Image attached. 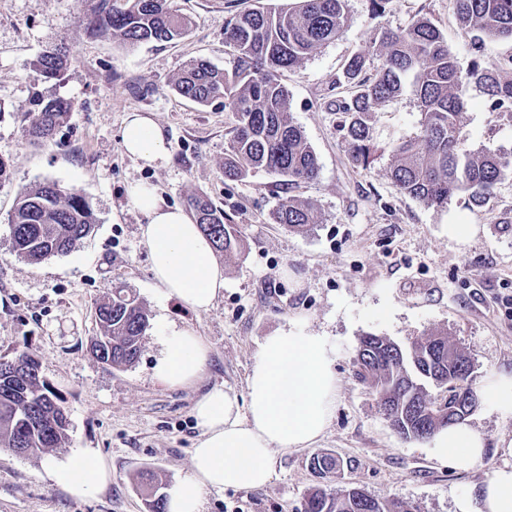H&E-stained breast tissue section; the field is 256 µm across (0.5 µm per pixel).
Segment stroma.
Segmentation results:
<instances>
[{
    "instance_id": "stroma-1",
    "label": "stroma",
    "mask_w": 512,
    "mask_h": 512,
    "mask_svg": "<svg viewBox=\"0 0 512 512\" xmlns=\"http://www.w3.org/2000/svg\"><path fill=\"white\" fill-rule=\"evenodd\" d=\"M291 0H174L192 21L170 42L129 45L86 29L85 0H0V354L18 348L40 365V379L64 399L69 412L66 444L47 454L17 455L0 448V512H146L134 480L143 471L163 484L189 475L200 429L192 415L198 396L221 386L244 395L259 347L277 330L300 325L325 337L338 376L336 406L324 435L312 446L277 452L271 480L256 489L211 491L207 512H302L308 490L319 484L310 459L338 457L335 488L358 486L384 500L416 503L420 512H461L506 460L497 452L512 438V413L480 400L467 421L487 440L483 459L459 471L439 462L427 441L402 438L384 418L375 396L360 382L353 361L362 335L406 345L431 331L472 358L473 382L490 372H512V178L488 205L466 195L427 207L400 194L385 176L389 155L370 168L353 167L329 104L332 86L356 53L365 74L380 64L371 50L377 29L396 30L424 17L448 40L460 69L476 57L470 34L458 26L452 0H393L384 14L369 0H348L339 37L298 68L280 74L291 114L314 150L319 175L294 186L312 202L321 222L304 234L271 223L282 188L259 171L240 181L224 177L230 115L222 102L198 104L178 94L174 81L184 64L205 59L228 70L224 25L236 12ZM68 51L62 79L47 80L31 67L39 55ZM74 104L51 144L24 135L34 95ZM130 112L155 116L171 142L165 167L139 165L121 145ZM411 90L382 105L373 125L382 147L419 131ZM462 133L470 148L512 147V122L495 119L479 89L469 91ZM51 180L79 190L97 218L91 235L71 252L32 265L12 250L8 222L20 191ZM155 186L168 204L186 207L204 195L234 225L242 250L224 260V293L205 313L165 298L140 236L144 216L128 188ZM466 224L465 238L453 225ZM135 292L149 327L138 361L115 370L96 361L90 339L95 309L113 291ZM190 328L210 355L202 380L172 388L154 376L170 329ZM94 454L110 478L83 498L51 481L47 467Z\"/></svg>"
}]
</instances>
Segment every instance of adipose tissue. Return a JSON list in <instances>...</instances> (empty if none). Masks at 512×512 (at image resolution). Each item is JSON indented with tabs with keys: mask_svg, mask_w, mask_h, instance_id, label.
I'll list each match as a JSON object with an SVG mask.
<instances>
[{
	"mask_svg": "<svg viewBox=\"0 0 512 512\" xmlns=\"http://www.w3.org/2000/svg\"><path fill=\"white\" fill-rule=\"evenodd\" d=\"M125 152L140 165L164 167L170 143L151 115L128 113L121 130ZM130 202L146 218L140 232L152 259V273L165 296L190 309L208 311L224 288V268L211 241L181 208L167 204L151 186L137 182ZM209 349L192 331L171 332L155 367L160 382L190 386L203 375ZM334 360L325 337L282 329L264 339L251 366L245 397L219 386L193 407L201 435L192 450L190 474L169 487L167 512H206L208 491L256 489L271 478L274 453L305 448L328 427L336 402ZM435 457L467 471L486 451V437L459 422L436 432ZM54 482L75 496L89 495L107 482L97 459L85 456L49 467ZM477 512H512V469L484 483Z\"/></svg>",
	"mask_w": 512,
	"mask_h": 512,
	"instance_id": "obj_1",
	"label": "adipose tissue"
}]
</instances>
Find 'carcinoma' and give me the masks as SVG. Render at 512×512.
<instances>
[{
    "mask_svg": "<svg viewBox=\"0 0 512 512\" xmlns=\"http://www.w3.org/2000/svg\"><path fill=\"white\" fill-rule=\"evenodd\" d=\"M87 30L110 35L130 45L169 42L184 36L191 21L174 9L173 0H85ZM347 0H293L286 9L261 6L227 21L224 46L233 56V68L220 70L205 60H193L175 81L177 92L200 104L224 102L232 120L231 137L224 150V178L239 181L257 171L279 178L288 190L313 181L319 167L313 149L290 113L289 94L280 82L283 70L299 67L322 46L336 40L348 16ZM461 27L474 33L482 46L512 40V0H453ZM382 59L371 75L362 74L364 55L351 57L336 87L351 95L336 101L341 113L347 153L355 167L368 168L378 148L372 123L378 106L402 93L406 78L419 112L416 136L390 147L392 160L386 176L397 190L427 207H439L465 193L477 207L486 206L497 185L512 176V151L474 150L466 146L460 118L470 86L479 88L495 117L512 121V56L485 63L475 61L465 74L441 31L428 19L418 18L398 31L384 30L371 41ZM70 65L69 54L54 50L39 56L33 69L46 79L61 77ZM73 109L65 99L39 98L29 124V139L48 143ZM188 205L195 221L217 251L239 252L240 239L224 211L205 196ZM272 223L290 232L304 233L319 223L310 202L285 194L270 213ZM97 220L90 203L75 190L45 180L17 197L10 220L14 251L30 263L70 252L94 229ZM99 333L90 352L100 363L115 369L134 365L142 352L148 315L137 295L118 290L112 300L97 306ZM471 358L441 333L422 335L405 348L386 338L366 334L359 340L356 376L379 402V409L403 437L414 431L427 438L448 426L446 407L428 387L452 398L472 388L470 374L448 387V358ZM69 417L63 399L39 380V363L15 348L0 356V447L16 454L46 453L67 440ZM322 479L336 474V457L323 453L311 460ZM137 487L148 512H164L162 483L142 475ZM306 501L309 512H419L404 498L378 500L360 487L330 489L319 485Z\"/></svg>",
    "mask_w": 512,
    "mask_h": 512,
    "instance_id": "carcinoma-1",
    "label": "carcinoma"
}]
</instances>
